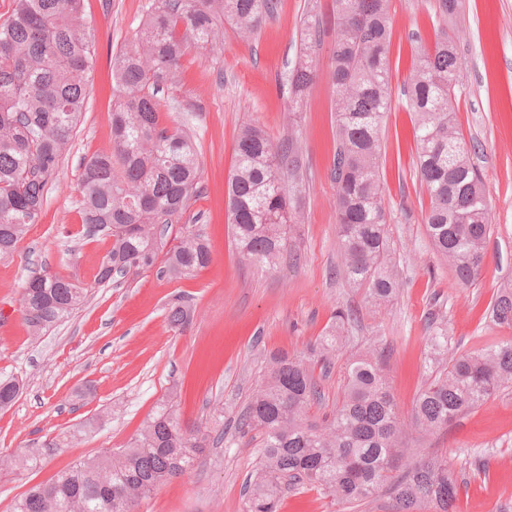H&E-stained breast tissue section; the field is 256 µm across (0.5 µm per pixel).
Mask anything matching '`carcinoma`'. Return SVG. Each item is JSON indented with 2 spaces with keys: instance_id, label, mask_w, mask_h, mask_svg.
<instances>
[{
  "instance_id": "1",
  "label": "carcinoma",
  "mask_w": 512,
  "mask_h": 512,
  "mask_svg": "<svg viewBox=\"0 0 512 512\" xmlns=\"http://www.w3.org/2000/svg\"><path fill=\"white\" fill-rule=\"evenodd\" d=\"M82 0H15L0 22V258L13 255L42 212L48 183L81 118L94 52ZM280 0H154L143 29L112 59L116 97L112 145L84 161L81 173L83 234L106 235L112 248L97 283H109L151 268L163 231L187 210L201 178L191 137L165 127L159 96L176 82L181 61L198 49L220 44L219 21L230 19L250 38L277 12ZM319 29L305 22L302 54L279 88L295 102L318 77L312 54ZM389 0H336L333 111L337 121L334 156L336 214L344 277L366 289L375 304L396 293V272L387 262L386 220L380 190V134L391 109ZM465 68L454 36L441 31L412 69L405 93L415 113L416 163L429 195L425 221L438 253L459 283L473 281L484 262L491 225L481 174L452 116V94ZM296 142L275 146L260 127L240 130L228 206L236 249L250 263L273 268L284 255L286 227L298 223L287 181L296 177ZM211 261L200 231L184 232L166 253L162 272L193 275ZM88 289L47 269L33 273L21 297L33 336L65 321L80 308ZM190 305H170L168 320L184 327ZM501 325L512 326V292L493 308ZM356 319L349 309L313 351L329 362ZM433 359L448 353V336L430 337ZM512 384V340L453 358L419 394L416 425L442 429ZM19 385L0 380V409L18 397ZM321 397L312 364L287 355L267 363L263 384L237 418V429L255 430L262 460L245 484L244 512H279L285 483L318 486L341 502H358L389 486L396 512L430 504L454 512L457 479L446 462L415 466L395 476L401 457V425L383 366L372 354H352L340 405L318 425L305 417ZM183 429L171 400L160 401L126 447L81 460L49 483L30 488L11 512H134L140 498L183 476L207 442Z\"/></svg>"
}]
</instances>
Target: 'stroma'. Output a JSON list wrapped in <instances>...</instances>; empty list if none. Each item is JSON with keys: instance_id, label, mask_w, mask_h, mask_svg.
<instances>
[{"instance_id": "35a3bbf8", "label": "stroma", "mask_w": 512, "mask_h": 512, "mask_svg": "<svg viewBox=\"0 0 512 512\" xmlns=\"http://www.w3.org/2000/svg\"><path fill=\"white\" fill-rule=\"evenodd\" d=\"M153 0H84L92 21L95 63L90 92L43 210L12 258L0 261V379L15 377L23 390L0 410V512L31 486L46 483L76 461L120 448L139 433L154 406L173 398L181 425L206 431L214 419L226 428L262 382L271 354L308 359L337 309L351 308L355 325L321 376L322 401L309 416L321 420L341 401L350 354L380 353L404 425L403 468L447 461L459 493L456 512H512V386L430 433L413 424L415 400L435 376L428 339L445 329L448 352H474L512 337L492 308L512 286V0H466L463 13L443 18L437 0H391L389 48L391 109L380 135V184L388 258L399 288L382 305L338 275L336 219V117L332 66L334 0H281L277 15L252 39L224 27V43L187 56L179 78L163 96L174 106L162 124L178 123L196 145L198 189L179 223L164 239L172 249L185 228L201 230L211 253L208 267L171 279L156 269L128 276L121 287L96 284L111 238L81 236L82 163L112 142V59L140 31ZM315 12L321 46L319 76L301 105L279 92L276 80L299 56L302 21ZM452 29L465 58L452 95L454 118L475 162L490 204L487 258L476 280L459 284L434 250L424 222L429 197L415 168V116L404 84L423 48ZM260 126L274 144L296 137L300 177L290 186L300 224L286 243L298 263L262 269L244 261L230 234L227 185L234 170L239 129ZM78 279L89 289L85 305L66 322L30 336L20 307L31 264ZM194 310L186 327L170 325L175 300ZM102 427L76 434L100 411ZM64 445L39 467L16 468L12 458L47 439ZM260 461L250 433L206 448L193 469L142 499L134 512H244V482ZM388 487L353 505L319 487H291L279 512H393Z\"/></svg>"}]
</instances>
